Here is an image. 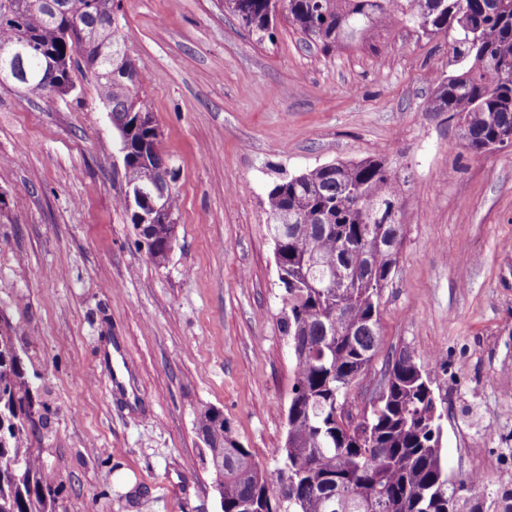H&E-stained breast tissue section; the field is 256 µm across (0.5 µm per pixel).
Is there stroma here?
<instances>
[{"mask_svg": "<svg viewBox=\"0 0 512 512\" xmlns=\"http://www.w3.org/2000/svg\"><path fill=\"white\" fill-rule=\"evenodd\" d=\"M120 37L177 172V242L148 256L119 204L120 140L90 73L66 98L0 87V322L42 416L57 512H220L198 412L221 410L260 468L287 439L293 362L267 192L336 161L409 172L380 349L362 409L406 349L443 412L449 478L512 491V149L474 155L425 112L447 36L402 24L322 52L279 18L256 41L224 0H121ZM121 377L124 388L112 384Z\"/></svg>", "mask_w": 512, "mask_h": 512, "instance_id": "35a3bbf8", "label": "stroma"}]
</instances>
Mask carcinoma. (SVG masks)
Returning <instances> with one entry per match:
<instances>
[{
	"label": "carcinoma",
	"mask_w": 512,
	"mask_h": 512,
	"mask_svg": "<svg viewBox=\"0 0 512 512\" xmlns=\"http://www.w3.org/2000/svg\"><path fill=\"white\" fill-rule=\"evenodd\" d=\"M71 14L93 27L64 41L67 19L55 18L41 0H0V51L30 43L26 74L0 79L27 95H48L49 72L72 82L85 65L100 102L112 112L119 134H127L126 187L151 191L150 181L169 171L160 152L144 161L136 142L158 137L156 124L136 125L144 112L137 83L111 76L106 59L85 54L82 43L123 48L124 19L118 0H67ZM280 12L328 53L339 43L363 40L376 28L413 23L428 36L453 30L448 43L457 70L439 80L425 112L459 118L467 150L487 152L512 129V0H277ZM270 0H225L257 41L273 36ZM176 181V171H171ZM408 180L387 160L322 165L285 178L270 189L271 219L279 283L283 288L284 335L293 351L294 382L288 435L273 476L251 464L253 454L236 439L220 410L197 415L204 444L202 464L220 494L221 512H481L483 484L468 475L448 480L441 447L433 437L441 414L432 404L431 379L416 356L401 350L387 360L395 381L378 407L344 416L352 385L372 365L379 347L384 289L398 261L403 224L391 211ZM176 224L165 216L148 225V255L164 264ZM339 312L343 327L331 325ZM30 383L10 326L0 325V512H56L55 477L31 448L34 425ZM300 461V469L289 464Z\"/></svg>",
	"instance_id": "carcinoma-1"
}]
</instances>
